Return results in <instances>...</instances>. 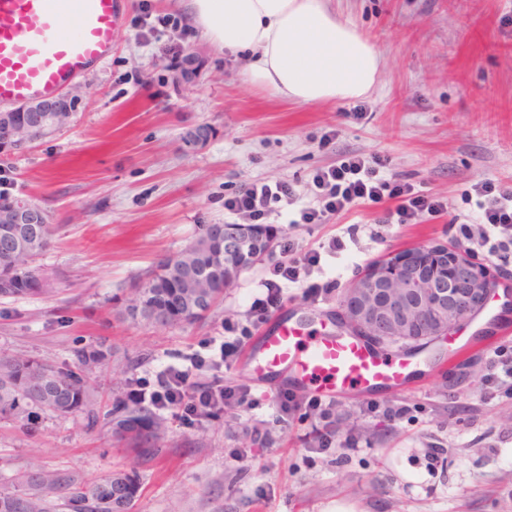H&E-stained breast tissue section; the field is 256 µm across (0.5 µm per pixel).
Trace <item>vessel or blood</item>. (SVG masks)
Segmentation results:
<instances>
[{
	"label": "vessel or blood",
	"mask_w": 512,
	"mask_h": 512,
	"mask_svg": "<svg viewBox=\"0 0 512 512\" xmlns=\"http://www.w3.org/2000/svg\"><path fill=\"white\" fill-rule=\"evenodd\" d=\"M120 0H0V104L59 94L112 54ZM71 17L72 29L61 20ZM255 381L277 377L309 397L335 399L405 387L413 358L374 353L358 337L282 320L246 350Z\"/></svg>",
	"instance_id": "obj_1"
}]
</instances>
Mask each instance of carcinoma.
I'll use <instances>...</instances> for the list:
<instances>
[{"instance_id":"obj_1","label":"carcinoma","mask_w":512,"mask_h":512,"mask_svg":"<svg viewBox=\"0 0 512 512\" xmlns=\"http://www.w3.org/2000/svg\"><path fill=\"white\" fill-rule=\"evenodd\" d=\"M13 198L0 189V296L51 295L53 272L37 263L50 247L58 224H12ZM235 224H204L197 239L137 280L126 300V314L157 326L201 319L232 284L231 273L259 242L272 241L271 227L253 226L255 234L229 242ZM110 353L102 344L76 352L74 367H60L25 353L0 355V417L21 423L39 413L67 417L92 413L94 374ZM157 445L137 452L130 472L105 474L88 482L67 468L32 464L0 476V512H128L137 490V466Z\"/></svg>"}]
</instances>
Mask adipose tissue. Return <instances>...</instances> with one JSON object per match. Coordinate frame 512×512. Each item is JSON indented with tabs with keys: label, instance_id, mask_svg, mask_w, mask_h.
Wrapping results in <instances>:
<instances>
[{
	"label": "adipose tissue",
	"instance_id": "1",
	"mask_svg": "<svg viewBox=\"0 0 512 512\" xmlns=\"http://www.w3.org/2000/svg\"><path fill=\"white\" fill-rule=\"evenodd\" d=\"M219 48L248 54L251 82L302 103L356 99L376 82L379 56L325 0H189Z\"/></svg>",
	"mask_w": 512,
	"mask_h": 512
}]
</instances>
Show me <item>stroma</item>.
<instances>
[{
  "mask_svg": "<svg viewBox=\"0 0 512 512\" xmlns=\"http://www.w3.org/2000/svg\"><path fill=\"white\" fill-rule=\"evenodd\" d=\"M379 54V78L365 98L300 104L252 83L247 57L214 48L187 0H122L111 58L82 78L69 123L26 148L0 154L13 191L61 225L39 262L55 273L47 298L0 297V353L26 352L71 365L76 351L101 343L111 354L96 385L94 420L39 415L24 426L0 419V473L29 462L61 465L92 479L126 469L116 441L117 408L127 382L148 377L187 353L215 355L224 327L257 338L282 318L335 319L346 288L372 260L428 243L453 245L476 207L475 183L512 185V0H329ZM179 16L202 66L167 68L156 43L135 25L143 9ZM184 29V30H185ZM207 128L208 138L190 141ZM355 152L390 159V174L443 199L445 213L415 224L382 223V208L358 207L324 224L278 218L296 254L331 239L345 248L323 255L313 282L335 290L311 299L289 288L261 322L249 315L266 267L258 262L225 289L201 320L161 328L125 314L133 281L177 254L203 224H235L226 198L248 183L293 184L312 201V177ZM512 342V319L481 344L449 354L447 341L418 354L406 389L336 398L341 436L356 449H307L318 416L307 407L279 415L268 384L253 383L242 359L225 363V384L250 387L253 405L224 418L182 425L157 413L171 449L144 460L132 512H512V385L485 391L495 348ZM409 405L404 419L380 422L369 405ZM255 425L273 442L239 460L241 430Z\"/></svg>",
  "mask_w": 512,
  "mask_h": 512,
  "instance_id": "35a3bbf8",
  "label": "stroma"
}]
</instances>
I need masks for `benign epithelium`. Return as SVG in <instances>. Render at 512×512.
<instances>
[{"mask_svg":"<svg viewBox=\"0 0 512 512\" xmlns=\"http://www.w3.org/2000/svg\"><path fill=\"white\" fill-rule=\"evenodd\" d=\"M61 101H76L67 90L55 100H35L0 107V112H32L33 120L22 129L33 132L42 124L44 112H59ZM14 224H42L40 207L17 197L12 204ZM437 246H423L419 253L393 258V271L382 265L360 275L346 289L339 305L341 327L391 349L412 348L447 335L469 321L486 306L496 280L481 272L478 261L454 247L447 248L448 276L440 278L423 255Z\"/></svg>","mask_w":512,"mask_h":512,"instance_id":"benign-epithelium-1","label":"benign epithelium"}]
</instances>
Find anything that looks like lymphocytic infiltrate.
I'll return each mask as SVG.
<instances>
[{"label": "lymphocytic infiltrate", "instance_id": "obj_1", "mask_svg": "<svg viewBox=\"0 0 512 512\" xmlns=\"http://www.w3.org/2000/svg\"><path fill=\"white\" fill-rule=\"evenodd\" d=\"M390 160L385 156L371 158L359 154L345 155L337 164L317 171L313 178L315 205L299 210L304 224H322L331 216L350 210L358 205H377L393 202L389 218L398 224H413L426 215H438L445 211V204L437 197L422 193L412 184L386 177L385 169ZM476 194L475 225L459 227L460 239L469 249L489 257L512 258V189L486 179L474 185ZM294 205L297 194L293 186L285 182L274 184L254 181L235 196L225 199L224 209L232 214H243L257 224L266 223L273 204ZM341 240L330 239L326 249L312 248L302 257H293L294 246L283 242L281 249L289 253V263L277 262L268 266L261 280L263 292L250 306L254 320L264 319L284 300L285 284L306 283V292L312 298H320L336 287L335 280L323 283H307L311 269L321 261L322 253L343 250ZM245 343L244 336L225 337L219 346L217 357L198 354L187 356L184 364L165 365L153 377L132 379L125 391L129 402L147 405L151 412L176 411L189 426H200L220 418L227 403H249L251 391L244 386L228 387L220 374L224 362L235 356ZM210 372V380H203V372Z\"/></svg>", "mask_w": 512, "mask_h": 512}]
</instances>
